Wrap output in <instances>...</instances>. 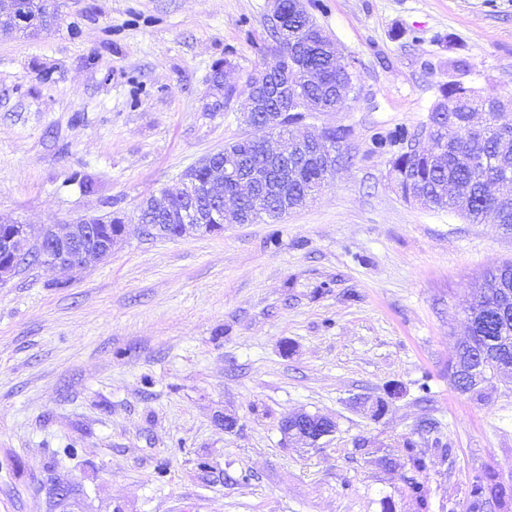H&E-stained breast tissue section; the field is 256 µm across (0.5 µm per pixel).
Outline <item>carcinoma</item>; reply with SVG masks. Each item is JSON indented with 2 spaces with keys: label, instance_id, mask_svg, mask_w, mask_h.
Instances as JSON below:
<instances>
[{
  "label": "carcinoma",
  "instance_id": "1",
  "mask_svg": "<svg viewBox=\"0 0 512 512\" xmlns=\"http://www.w3.org/2000/svg\"><path fill=\"white\" fill-rule=\"evenodd\" d=\"M0 12H23L33 19L35 26L43 29L58 21L53 0H0ZM284 24L288 25L286 40L290 43L303 41L305 53L299 55L291 46H275L279 55L278 66L283 72L282 83L270 90L263 111H275L284 92L297 93L303 99V107L288 108L286 116L274 126L278 135L292 134L311 112L335 110L353 89V73L349 66L333 64L326 55L317 53L316 45L322 43L327 35L308 11L296 16L294 0H284ZM303 61L320 70L319 83L306 84L296 80V71ZM478 110L486 113L487 136L484 138L472 137L467 132L471 113ZM420 130L427 132L433 143L432 149H409L417 131L406 126L371 138L370 151L388 156L390 175L402 196L418 201L426 209L444 210L448 205V183L452 182L466 190L467 205L461 215L470 223L481 224L491 215L497 224L511 232L512 195L493 194L489 187L503 179L497 155L502 135L512 137V98L481 95L460 83L447 85L441 89V98ZM324 136L343 147L345 162L352 160L346 149L351 136L349 129L327 128ZM225 150L246 152L254 163L266 164L261 141L256 138H240L225 145ZM321 167L320 159L314 155L302 160V176L296 185L299 202H305L321 190ZM86 221L95 228L93 244L97 245L99 240L120 233L125 217L120 213H110L88 217ZM499 282H512L511 262L486 272L487 292L477 295L470 308V335L485 350L484 370L489 381L496 374L499 362L512 360V317L502 320L492 296L488 294ZM506 495L498 474L487 469L477 478L465 512H489L491 508L500 506Z\"/></svg>",
  "mask_w": 512,
  "mask_h": 512
}]
</instances>
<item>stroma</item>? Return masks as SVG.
Wrapping results in <instances>:
<instances>
[{
  "label": "stroma",
  "instance_id": "obj_1",
  "mask_svg": "<svg viewBox=\"0 0 512 512\" xmlns=\"http://www.w3.org/2000/svg\"><path fill=\"white\" fill-rule=\"evenodd\" d=\"M55 3L57 27L0 33V220L128 227L107 259L0 286V512H464L485 469L512 483V380L448 377L512 235L405 201L369 152L425 124L442 85L512 95V0H324L358 97L306 125L351 128V163L280 223L174 239L142 238L137 206L261 138L212 74L241 90L276 63L269 0ZM298 413L336 429L289 440ZM314 416L306 413L295 415L291 418H287L281 422V429L284 435L289 439L304 442L305 444H314L323 437L330 435L335 429V423L333 420L318 416L316 419L323 424L325 429L322 433H314L307 427H304L305 422L313 420Z\"/></svg>",
  "mask_w": 512,
  "mask_h": 512
}]
</instances>
